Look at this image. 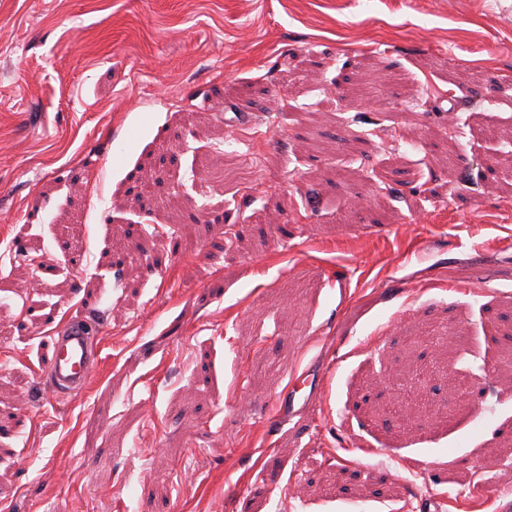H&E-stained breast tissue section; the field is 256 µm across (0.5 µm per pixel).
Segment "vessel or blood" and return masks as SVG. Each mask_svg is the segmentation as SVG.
Masks as SVG:
<instances>
[{
	"label": "vessel or blood",
	"instance_id": "vessel-or-blood-1",
	"mask_svg": "<svg viewBox=\"0 0 512 512\" xmlns=\"http://www.w3.org/2000/svg\"><path fill=\"white\" fill-rule=\"evenodd\" d=\"M96 353L82 323L71 324L53 339L48 373L55 390L82 388L94 364Z\"/></svg>",
	"mask_w": 512,
	"mask_h": 512
}]
</instances>
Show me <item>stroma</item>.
<instances>
[{"mask_svg":"<svg viewBox=\"0 0 512 512\" xmlns=\"http://www.w3.org/2000/svg\"><path fill=\"white\" fill-rule=\"evenodd\" d=\"M510 166L512 0H0V512H512ZM95 358L84 325L81 322L71 324L53 339V354L48 363L53 388L58 393L65 388L81 389Z\"/></svg>","mask_w":512,"mask_h":512,"instance_id":"1","label":"stroma"}]
</instances>
